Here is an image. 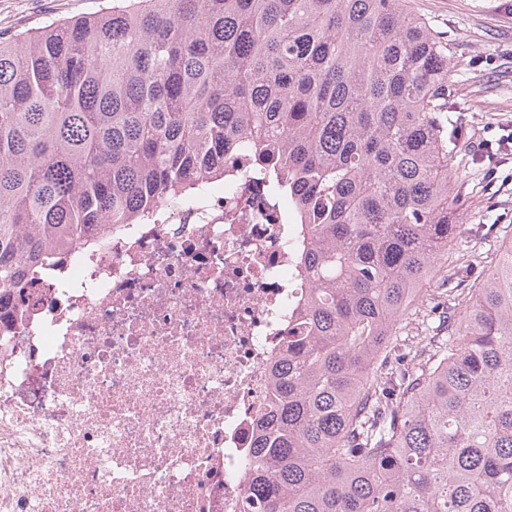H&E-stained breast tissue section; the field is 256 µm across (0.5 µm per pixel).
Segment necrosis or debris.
Listing matches in <instances>:
<instances>
[{
	"label": "necrosis or debris",
	"instance_id": "4bbe7bcc",
	"mask_svg": "<svg viewBox=\"0 0 512 512\" xmlns=\"http://www.w3.org/2000/svg\"><path fill=\"white\" fill-rule=\"evenodd\" d=\"M0 293V512H243L255 421L310 291L246 162Z\"/></svg>",
	"mask_w": 512,
	"mask_h": 512
}]
</instances>
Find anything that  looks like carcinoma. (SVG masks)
I'll return each mask as SVG.
<instances>
[{"label": "carcinoma", "mask_w": 512, "mask_h": 512, "mask_svg": "<svg viewBox=\"0 0 512 512\" xmlns=\"http://www.w3.org/2000/svg\"><path fill=\"white\" fill-rule=\"evenodd\" d=\"M456 79L409 0H128L0 32V291L245 152L309 225L312 288L244 512H512V237L462 287ZM432 281L457 303L424 308ZM410 314L415 366L380 379Z\"/></svg>", "instance_id": "carcinoma-1"}]
</instances>
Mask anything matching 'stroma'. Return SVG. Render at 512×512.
<instances>
[{"label":"stroma","instance_id":"1","mask_svg":"<svg viewBox=\"0 0 512 512\" xmlns=\"http://www.w3.org/2000/svg\"><path fill=\"white\" fill-rule=\"evenodd\" d=\"M116 0H0V31L21 33L88 16ZM464 77L452 88L448 136L466 142L474 162L450 181L470 230L458 249L478 246L494 265L504 229L512 230V0H411Z\"/></svg>","mask_w":512,"mask_h":512}]
</instances>
